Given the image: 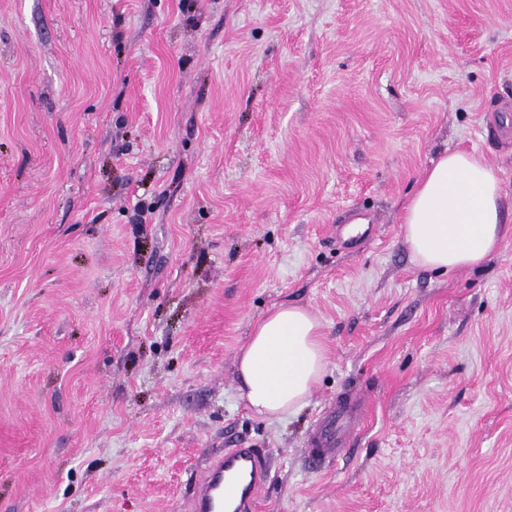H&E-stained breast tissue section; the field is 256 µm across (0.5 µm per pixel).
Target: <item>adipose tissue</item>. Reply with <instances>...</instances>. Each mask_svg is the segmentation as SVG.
Returning a JSON list of instances; mask_svg holds the SVG:
<instances>
[{
    "instance_id": "obj_1",
    "label": "adipose tissue",
    "mask_w": 512,
    "mask_h": 512,
    "mask_svg": "<svg viewBox=\"0 0 512 512\" xmlns=\"http://www.w3.org/2000/svg\"><path fill=\"white\" fill-rule=\"evenodd\" d=\"M502 185L474 153L444 151L427 167L400 214L413 263L430 270H482L512 239ZM241 397L261 417L305 407L328 359L320 320L307 308L279 304L259 319L236 357Z\"/></svg>"
}]
</instances>
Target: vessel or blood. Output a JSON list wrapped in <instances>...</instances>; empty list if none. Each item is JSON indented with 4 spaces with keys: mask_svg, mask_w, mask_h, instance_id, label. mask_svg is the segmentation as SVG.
<instances>
[{
    "mask_svg": "<svg viewBox=\"0 0 512 512\" xmlns=\"http://www.w3.org/2000/svg\"><path fill=\"white\" fill-rule=\"evenodd\" d=\"M353 417L345 410L320 418L307 441L306 454L320 463L339 448ZM271 481L263 449L240 445L212 455L191 484V512H256Z\"/></svg>",
    "mask_w": 512,
    "mask_h": 512,
    "instance_id": "b4317fda",
    "label": "vessel or blood"
}]
</instances>
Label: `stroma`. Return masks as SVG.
<instances>
[{"label":"stroma","mask_w":512,"mask_h":512,"mask_svg":"<svg viewBox=\"0 0 512 512\" xmlns=\"http://www.w3.org/2000/svg\"><path fill=\"white\" fill-rule=\"evenodd\" d=\"M447 147L512 220V0H0V512H189L242 441L258 512H512V239L400 233ZM279 303L328 367L269 419L236 355ZM352 424L353 416L345 410L333 411L320 418L307 441L306 454L311 462L318 464L336 452Z\"/></svg>","instance_id":"35a3bbf8"}]
</instances>
